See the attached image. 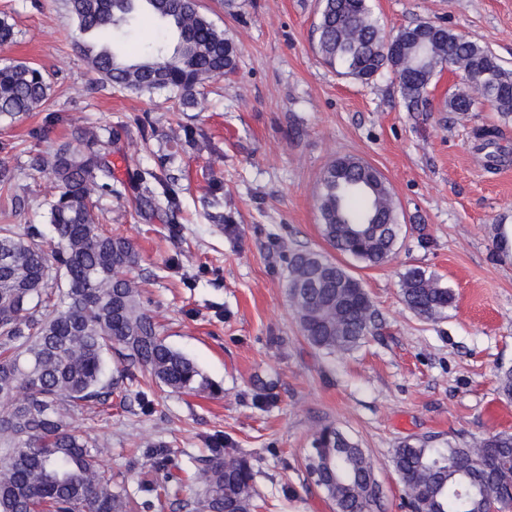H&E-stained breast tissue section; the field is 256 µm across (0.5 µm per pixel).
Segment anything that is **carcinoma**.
<instances>
[{
  "mask_svg": "<svg viewBox=\"0 0 512 512\" xmlns=\"http://www.w3.org/2000/svg\"><path fill=\"white\" fill-rule=\"evenodd\" d=\"M74 41L101 79L134 93L168 91L175 111L194 103L199 88L235 69L237 46L199 10L198 0H68ZM139 17L166 25L163 43L120 55L91 39ZM316 49L342 75L367 83L389 72L409 112L428 110V90L446 69L470 77L448 97L452 112L480 99L512 116V71L476 41L432 22L385 32L370 0H321ZM51 85L26 62L0 65V114L32 112ZM101 136L84 130L31 167L51 168L58 193L47 203L51 238L33 226L23 234L0 225V512H130L123 487L99 460L95 438L73 423L112 406L118 388L106 376L109 355L124 375L137 369L171 392L217 394L195 361L172 348L144 308L130 277L139 253L131 240L105 233L93 195L112 194V162ZM317 209L329 246L368 266L392 256L402 225L385 177L354 156L322 172ZM288 300L304 339L328 355L355 350L376 324L374 304L358 279L323 252L288 249ZM406 305L425 317L454 303L437 276L414 267L401 278ZM496 391L512 400V368L497 374ZM306 470L336 512H370V459L332 426L312 434ZM153 469L168 468V445L149 449ZM393 465L413 512H487L512 504V433L499 431L446 448L405 443ZM203 493L194 512H252L253 472L243 456L212 443L201 469ZM154 501L177 494L167 481L148 483Z\"/></svg>",
  "mask_w": 512,
  "mask_h": 512,
  "instance_id": "1",
  "label": "carcinoma"
}]
</instances>
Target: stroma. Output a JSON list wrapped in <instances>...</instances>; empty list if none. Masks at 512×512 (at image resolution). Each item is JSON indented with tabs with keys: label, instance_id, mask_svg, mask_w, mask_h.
I'll list each match as a JSON object with an SVG mask.
<instances>
[{
	"label": "stroma",
	"instance_id": "35a3bbf8",
	"mask_svg": "<svg viewBox=\"0 0 512 512\" xmlns=\"http://www.w3.org/2000/svg\"><path fill=\"white\" fill-rule=\"evenodd\" d=\"M237 44L233 73L207 82L198 104L175 112L161 95L100 81L71 43L66 0H0L13 24L0 64L24 61L51 82L42 107L0 116V162L14 173L0 192V224L44 225L57 192L31 156L52 153L79 128H104L115 194L99 196L100 224L128 237L145 308L167 343L193 358L222 390L184 395L125 380L107 413L77 420L97 441L105 470L136 503L149 446L166 443L179 482L153 512H192L212 437L253 468V512H334L311 484V435L336 427L372 461V512H408L392 458L404 442L444 448L512 432V401L496 393L512 367V165L489 167L484 132L512 156V117L486 103L445 109L462 77L444 72L425 112L406 111L391 75L368 83L340 75L313 45L318 0H198ZM387 33L434 21L488 47L512 70V0H371ZM196 129L183 142V126ZM177 150L174 164L161 159ZM353 155L392 190L402 232L392 258L342 265L369 294L377 326L348 354L310 346L286 293L289 249L328 251L316 196L323 169ZM149 195H141L142 185ZM178 203L164 205L167 188ZM421 267L455 302L427 318L404 302L400 280Z\"/></svg>",
	"mask_w": 512,
	"mask_h": 512
}]
</instances>
